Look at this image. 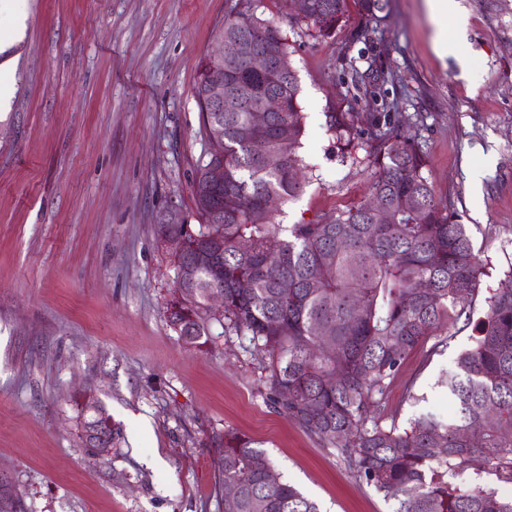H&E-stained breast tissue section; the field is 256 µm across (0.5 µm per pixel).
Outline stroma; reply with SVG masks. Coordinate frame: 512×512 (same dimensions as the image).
<instances>
[{
  "instance_id": "obj_1",
  "label": "stroma",
  "mask_w": 512,
  "mask_h": 512,
  "mask_svg": "<svg viewBox=\"0 0 512 512\" xmlns=\"http://www.w3.org/2000/svg\"><path fill=\"white\" fill-rule=\"evenodd\" d=\"M372 20L351 4L331 38L258 0L288 37L314 177L279 224L329 216L361 198L363 149L341 157L333 108L409 115L423 173L465 225L484 263L471 325L425 341L388 389L405 428L448 413L438 381L471 347L486 299L512 280V0H457L465 30L434 50L425 0H383ZM22 35L0 82V476L22 512H224L213 438L259 441L284 481L321 512H390L334 449L267 396L247 343L210 321L203 350L167 322L176 270L158 233L175 205L193 212L203 145L193 96L216 46L225 0H21ZM96 395L118 430L111 455L84 448L76 398Z\"/></svg>"
}]
</instances>
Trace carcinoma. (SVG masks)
Segmentation results:
<instances>
[{"label": "carcinoma", "instance_id": "obj_1", "mask_svg": "<svg viewBox=\"0 0 512 512\" xmlns=\"http://www.w3.org/2000/svg\"><path fill=\"white\" fill-rule=\"evenodd\" d=\"M348 0H308L304 21L322 37L346 22ZM224 66L227 93L240 96L238 111L223 122L203 95L209 68L204 57L194 97L204 137L224 132V187H209L206 159L194 163L191 193L196 223L161 224L160 233H184L195 244L217 235L224 248V287L214 288L204 269L189 296L171 299L168 321L178 336L200 349L209 341L205 315L224 296L217 321L224 335L248 340L269 369V399L344 466L391 503V512H512V497L484 481L512 484V287L486 298L487 311L473 345L441 379L453 411L426 414L408 428L387 420L386 397L409 354L431 336L445 343V326L469 324L483 263L464 225L423 174L418 147L404 134L410 117L373 112L355 129L350 113H325L326 125L346 145L361 143L374 167L367 197L330 220L277 224L265 198L296 200L310 178L301 175L305 134L298 78L258 75L235 61L233 42L251 37L256 47L290 58L280 28L257 12L254 0H226ZM267 92L282 96L263 129L253 125L250 101ZM281 158L267 167L263 153ZM378 198L389 220L378 223L367 198ZM249 282L241 288L239 283ZM324 325L330 341L312 331ZM314 404L321 415L313 417ZM219 487L234 484L224 512H319L317 503L283 480L267 482L254 461L267 460L258 442L226 430L216 440ZM463 479L448 483V475Z\"/></svg>", "mask_w": 512, "mask_h": 512}]
</instances>
